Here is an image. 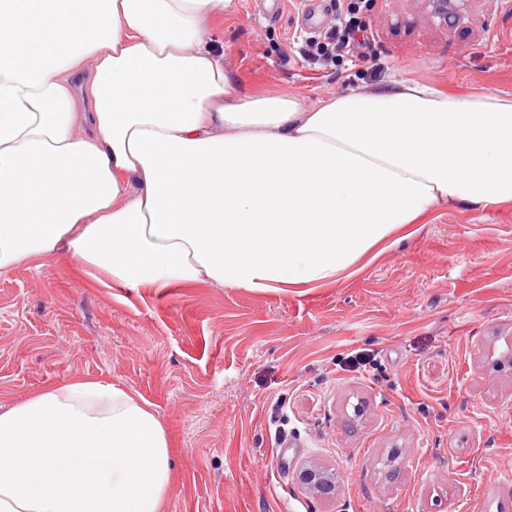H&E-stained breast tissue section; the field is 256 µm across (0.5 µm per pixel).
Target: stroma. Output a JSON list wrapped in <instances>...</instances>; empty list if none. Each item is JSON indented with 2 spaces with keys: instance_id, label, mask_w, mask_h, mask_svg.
Here are the masks:
<instances>
[{
  "instance_id": "35a3bbf8",
  "label": "stroma",
  "mask_w": 512,
  "mask_h": 512,
  "mask_svg": "<svg viewBox=\"0 0 512 512\" xmlns=\"http://www.w3.org/2000/svg\"><path fill=\"white\" fill-rule=\"evenodd\" d=\"M235 4L212 29L248 94L313 105L397 78L512 95V0L448 28L422 0H370L369 56L323 65L293 41L345 0ZM411 230L334 284L264 294L130 291L65 251L21 263L0 274V410L76 375L143 398L170 440L163 512H512V204L437 205ZM359 351L374 366L349 370ZM306 465L338 475L335 496L300 486Z\"/></svg>"
}]
</instances>
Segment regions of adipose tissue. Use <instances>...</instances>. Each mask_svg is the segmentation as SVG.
<instances>
[{
	"mask_svg": "<svg viewBox=\"0 0 512 512\" xmlns=\"http://www.w3.org/2000/svg\"><path fill=\"white\" fill-rule=\"evenodd\" d=\"M233 7L0 0V273L64 249L133 291L318 288L433 206L512 203L511 96L249 95L212 45ZM169 493L167 431L119 386L0 412V512H162Z\"/></svg>",
	"mask_w": 512,
	"mask_h": 512,
	"instance_id": "1",
	"label": "adipose tissue"
}]
</instances>
